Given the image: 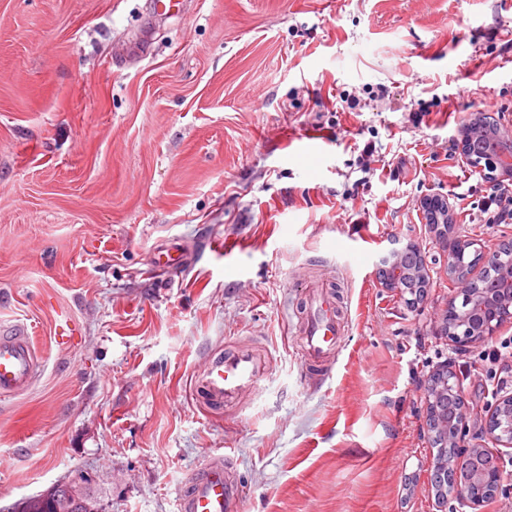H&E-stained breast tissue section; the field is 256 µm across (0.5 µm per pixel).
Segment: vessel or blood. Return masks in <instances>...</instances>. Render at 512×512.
<instances>
[{
	"label": "vessel or blood",
	"instance_id": "obj_1",
	"mask_svg": "<svg viewBox=\"0 0 512 512\" xmlns=\"http://www.w3.org/2000/svg\"><path fill=\"white\" fill-rule=\"evenodd\" d=\"M300 334L310 361L334 351L343 329L336 299L324 285L310 283ZM270 366L267 352L250 347L217 351L206 356L193 378L195 394L216 409L258 391ZM39 374V359L21 324L0 323V396L29 392ZM243 491L224 471L223 458L211 459L176 490L179 512H240Z\"/></svg>",
	"mask_w": 512,
	"mask_h": 512
}]
</instances>
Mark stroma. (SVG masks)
I'll list each match as a JSON object with an SVG mask.
<instances>
[{
	"mask_svg": "<svg viewBox=\"0 0 512 512\" xmlns=\"http://www.w3.org/2000/svg\"><path fill=\"white\" fill-rule=\"evenodd\" d=\"M150 2L0 0V322L45 355L0 397V512L74 471L105 512H178L219 455L242 512H436L423 382L453 362L493 406L482 355L512 324L464 354L438 336L452 288L421 202L449 197L451 237L512 240L448 151L472 113L512 119V0ZM409 243L413 310L376 278ZM161 244L195 257L150 273ZM309 269L348 328L313 367ZM250 343L272 353L257 395L197 400L203 359Z\"/></svg>",
	"mask_w": 512,
	"mask_h": 512,
	"instance_id": "1",
	"label": "stroma"
}]
</instances>
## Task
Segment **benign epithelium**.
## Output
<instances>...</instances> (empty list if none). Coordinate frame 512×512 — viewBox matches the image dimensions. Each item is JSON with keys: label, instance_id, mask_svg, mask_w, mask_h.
<instances>
[{"label": "benign epithelium", "instance_id": "obj_1", "mask_svg": "<svg viewBox=\"0 0 512 512\" xmlns=\"http://www.w3.org/2000/svg\"><path fill=\"white\" fill-rule=\"evenodd\" d=\"M460 148L465 158L476 157L481 161L480 171L492 183H498L503 175L512 176V124L502 123V118L486 112L472 117L463 128ZM422 209L439 235L448 240V279L465 301V305L459 307L456 298L448 299L438 319V330L456 349L466 351L488 341L500 327L512 321V265H500L498 253L492 252L487 266L502 284L499 288H480L479 279L472 277L470 262L466 260L470 244L448 239L449 198L428 197L423 200ZM412 254H420L412 245L403 251L391 252L380 258L377 268L380 286L395 292L409 306L423 298L430 286L424 261L404 266L403 257ZM444 390L460 401L459 413L447 423L430 413L432 398ZM423 402L424 429L432 438V426L439 427L441 447L448 449V484L434 495L435 507L440 512L444 501L454 499L470 512H485L500 485V471L473 473L468 467L476 454L489 453L493 446L512 448V393L501 396L484 416L481 409L469 405L464 377L447 362L427 376ZM431 417L434 418L432 426L429 425Z\"/></svg>", "mask_w": 512, "mask_h": 512}]
</instances>
